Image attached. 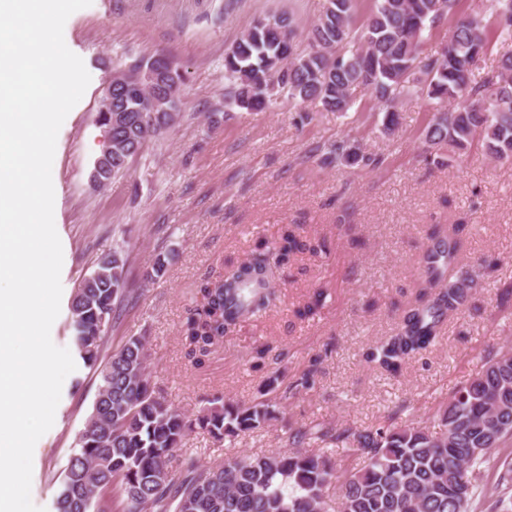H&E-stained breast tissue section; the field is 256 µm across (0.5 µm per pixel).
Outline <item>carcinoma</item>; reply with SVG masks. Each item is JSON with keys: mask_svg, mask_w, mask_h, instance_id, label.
<instances>
[{"mask_svg": "<svg viewBox=\"0 0 512 512\" xmlns=\"http://www.w3.org/2000/svg\"><path fill=\"white\" fill-rule=\"evenodd\" d=\"M457 0H374L367 23L354 25L355 0H328L297 52L287 17L254 21L225 54L233 84L225 107L267 109L276 80L289 97L344 114L352 92H370L385 112L382 131L398 125L397 107L414 95L448 106L425 129L424 141L443 167L475 146L512 161V50L501 52L492 73L472 68L492 40L512 43V0H480L478 10L456 16L438 56L421 63L424 33L455 16ZM141 113L128 112L114 139L135 147L144 132ZM325 160L377 165L349 140L323 146ZM467 225L436 224L432 244L419 257L415 295L396 331L369 347L367 363L388 375L440 338L445 319L464 310L472 275L465 262ZM306 249L287 225L274 246L259 243L252 257L232 264L199 289L200 306L185 325L186 356L201 367L216 341L238 324L267 315L276 301V274ZM125 259L118 250L98 256L70 303L73 341L83 363L99 367L101 384L77 447L59 481L55 512H471L486 472L498 471L500 498L490 512H512V462L492 452L512 439V347L490 353L482 370L458 388L440 413L442 430L405 425L375 430L321 423L287 428L288 448L204 464L180 460L188 433L200 429L236 440L274 418L266 400L224 405L215 398L191 418L173 408L151 384L147 339L130 337L106 360L105 332L129 298ZM324 294L315 292L297 311L315 316ZM359 455L362 467L345 461ZM336 487L331 505L330 487Z\"/></svg>", "mask_w": 512, "mask_h": 512, "instance_id": "obj_1", "label": "carcinoma"}]
</instances>
